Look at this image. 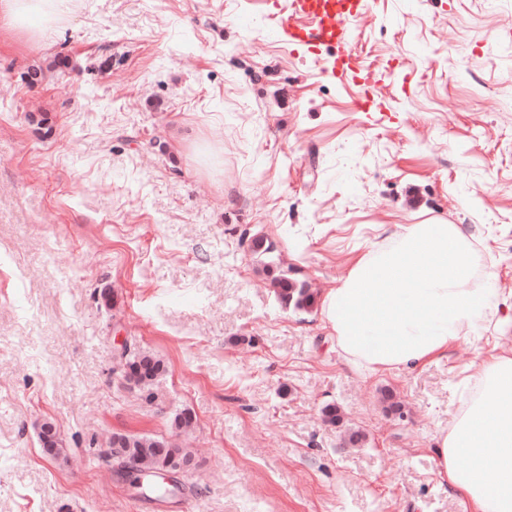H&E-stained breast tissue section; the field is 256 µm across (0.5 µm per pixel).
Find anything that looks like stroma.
Returning <instances> with one entry per match:
<instances>
[{
	"mask_svg": "<svg viewBox=\"0 0 512 512\" xmlns=\"http://www.w3.org/2000/svg\"><path fill=\"white\" fill-rule=\"evenodd\" d=\"M287 7L71 0L48 39L0 33V512H466L434 448L472 363L512 350V0H367L357 83L278 42ZM437 223L472 233L496 316L426 367L356 373L320 299ZM257 233L311 306L279 302ZM124 345L163 360L156 406L118 388ZM115 432L192 450L184 497L119 480Z\"/></svg>",
	"mask_w": 512,
	"mask_h": 512,
	"instance_id": "1",
	"label": "stroma"
}]
</instances>
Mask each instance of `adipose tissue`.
<instances>
[{
	"label": "adipose tissue",
	"mask_w": 512,
	"mask_h": 512,
	"mask_svg": "<svg viewBox=\"0 0 512 512\" xmlns=\"http://www.w3.org/2000/svg\"><path fill=\"white\" fill-rule=\"evenodd\" d=\"M474 259L458 224H405L393 249L358 257L321 302L347 364L419 368L479 335L493 291L472 285ZM470 381L476 396L437 439L438 473L468 512H512V356L480 358Z\"/></svg>",
	"instance_id": "ef3b65f1"
}]
</instances>
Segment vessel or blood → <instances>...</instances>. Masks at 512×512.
<instances>
[{"mask_svg": "<svg viewBox=\"0 0 512 512\" xmlns=\"http://www.w3.org/2000/svg\"><path fill=\"white\" fill-rule=\"evenodd\" d=\"M366 0H292L291 13L276 24L279 38L297 50L347 45L348 24L360 14Z\"/></svg>", "mask_w": 512, "mask_h": 512, "instance_id": "obj_1", "label": "vessel or blood"}]
</instances>
